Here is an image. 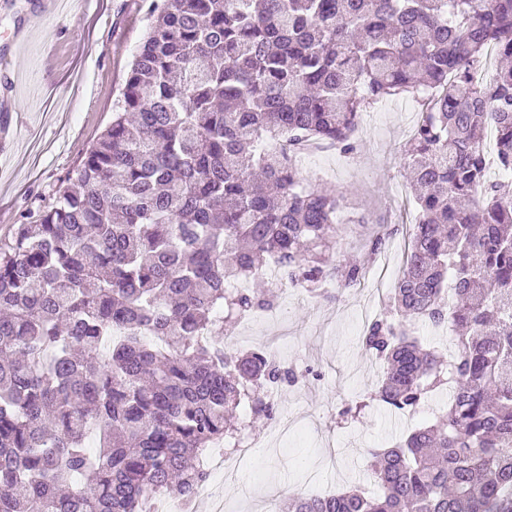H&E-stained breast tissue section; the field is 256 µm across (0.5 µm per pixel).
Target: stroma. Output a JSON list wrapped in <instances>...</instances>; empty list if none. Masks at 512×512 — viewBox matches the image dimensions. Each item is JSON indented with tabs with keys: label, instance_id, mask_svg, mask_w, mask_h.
Returning a JSON list of instances; mask_svg holds the SVG:
<instances>
[{
	"label": "stroma",
	"instance_id": "stroma-1",
	"mask_svg": "<svg viewBox=\"0 0 512 512\" xmlns=\"http://www.w3.org/2000/svg\"><path fill=\"white\" fill-rule=\"evenodd\" d=\"M149 24L146 0H86L80 9L55 13L39 12L38 0H0V116L10 115L19 127L11 152L0 155V239L28 211L55 200L111 123ZM18 31L28 35L20 48L13 41ZM428 102L424 93L381 99L362 114L358 153L325 147L299 158L310 184L347 198L337 216L341 233L330 250L333 262L368 255L371 225H386L387 236L381 251L368 255L356 285L330 283L321 300L288 288L275 305L278 319L258 315L221 336L230 351L243 352L283 334L277 358L299 377L276 403L296 431L241 459L225 487L224 512H265L266 503L278 506L292 496L372 487L369 449L391 446L441 411L439 394L414 419L373 405L352 421L340 420L341 410L381 378L360 342V312L383 310L407 248L405 229L415 208L405 151Z\"/></svg>",
	"mask_w": 512,
	"mask_h": 512
}]
</instances>
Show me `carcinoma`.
I'll return each instance as SVG.
<instances>
[{"mask_svg": "<svg viewBox=\"0 0 512 512\" xmlns=\"http://www.w3.org/2000/svg\"><path fill=\"white\" fill-rule=\"evenodd\" d=\"M112 122L0 240V512H147L208 481L204 456L271 421L296 381L266 350L224 356V316L321 296L366 257L326 255L346 204L306 185L294 147L357 150L363 109L436 90L406 165L417 217L363 348L371 400L448 408L370 451L380 486L292 497L279 512H512V0H150ZM495 47L501 63L477 84ZM451 324L453 352L416 321Z\"/></svg>", "mask_w": 512, "mask_h": 512, "instance_id": "obj_1", "label": "carcinoma"}]
</instances>
